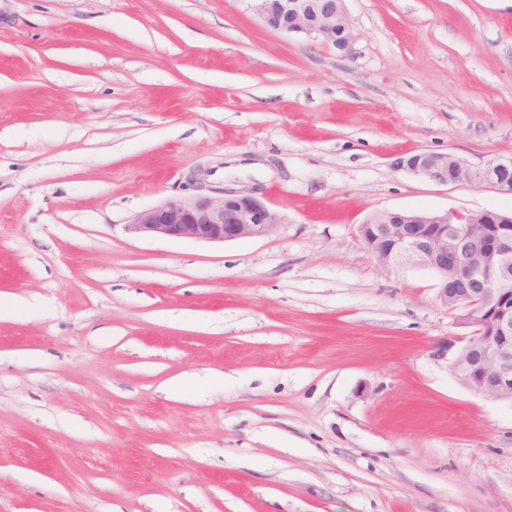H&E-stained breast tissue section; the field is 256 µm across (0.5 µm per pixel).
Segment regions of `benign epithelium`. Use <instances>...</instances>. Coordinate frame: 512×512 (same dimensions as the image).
<instances>
[{
    "instance_id": "7a95c632",
    "label": "benign epithelium",
    "mask_w": 512,
    "mask_h": 512,
    "mask_svg": "<svg viewBox=\"0 0 512 512\" xmlns=\"http://www.w3.org/2000/svg\"><path fill=\"white\" fill-rule=\"evenodd\" d=\"M263 25L305 36L346 56L357 36L346 0H255ZM395 165L439 184L490 186L512 195V154L475 165L451 153L422 151ZM198 171L188 197H174L138 214L129 231L148 237L228 242L271 234L278 215L257 198L214 188ZM363 242L383 266L431 271L440 300L471 329L451 363L470 391L512 401V214L382 211L360 227Z\"/></svg>"
}]
</instances>
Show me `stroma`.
<instances>
[{
    "label": "stroma",
    "instance_id": "obj_1",
    "mask_svg": "<svg viewBox=\"0 0 512 512\" xmlns=\"http://www.w3.org/2000/svg\"><path fill=\"white\" fill-rule=\"evenodd\" d=\"M345 7L347 57L253 0H0V512H512V402L360 234L512 212L393 165L512 154V0ZM201 168L276 230L127 231Z\"/></svg>",
    "mask_w": 512,
    "mask_h": 512
}]
</instances>
